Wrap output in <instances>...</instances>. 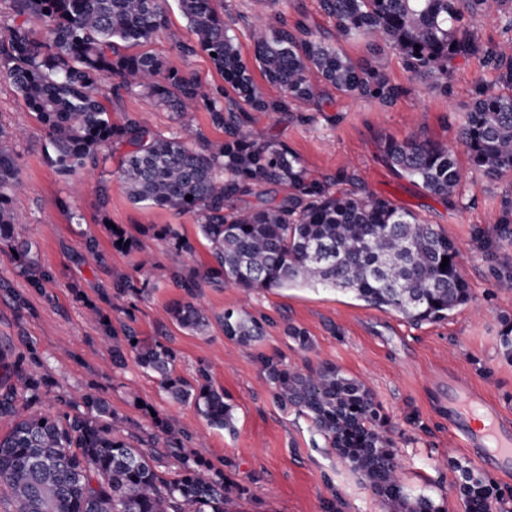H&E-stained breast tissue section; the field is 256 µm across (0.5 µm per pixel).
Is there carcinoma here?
<instances>
[{
  "mask_svg": "<svg viewBox=\"0 0 512 512\" xmlns=\"http://www.w3.org/2000/svg\"><path fill=\"white\" fill-rule=\"evenodd\" d=\"M163 3L0 0V82L15 89L47 130L46 158L58 175L72 179L97 168L112 145H127L115 175L129 199L197 216L214 263L202 272L173 274L189 296L167 309L174 324L204 335L214 319L225 336L245 347L265 335V322L244 310L210 316L194 302L204 285L232 286L248 295L328 288L417 324L445 319L472 301L460 252L440 229L370 192L334 189L342 174L333 183L309 177L290 147L246 129L245 116L314 103V74L347 97L393 105L420 84L448 92L455 61H475L498 73L499 86L475 87L456 144L412 136L381 142L398 176L454 208L462 180L459 154L473 173L489 180L512 173V38L488 46L464 23L483 15L488 0H319L335 22L333 44L303 26L291 29L283 21L274 27L260 18L251 30L255 61L266 83L279 90L275 99L259 90L213 0H179L190 38L176 47L184 60L208 56L226 88H211L151 52H128L150 43L165 26ZM35 22L44 25V34ZM349 40L395 51L409 84H394L379 66L353 61L341 46ZM114 80L170 110L180 134L157 135L135 117L113 123L100 96ZM201 110L224 128V140L211 142L194 132L191 113ZM274 183L288 184L294 194L278 204L229 206ZM22 188L0 126V250L11 252L18 276L40 292L53 272L16 222L13 202ZM493 231V238L480 227L474 234L486 248L495 238L512 240V195L502 200ZM85 307L112 342V367H124L131 353L172 400L192 403L213 427L232 426V405L206 370L189 381L176 373V354L166 343L141 341L96 303ZM260 364L275 400L310 419L339 459L382 499L386 512H441L400 482L391 426L366 383L330 363L297 370L262 355ZM48 387L37 349L16 355L10 339L0 336V424L7 427L0 435V488L8 493L0 512H230L241 495L223 472L176 437L174 419L158 421L165 447L178 459L168 475L153 464L152 453L123 437L122 419L97 393L60 394L64 409L50 412L43 409ZM459 490L467 512H490L496 493L482 478L465 472Z\"/></svg>",
  "mask_w": 512,
  "mask_h": 512,
  "instance_id": "obj_1",
  "label": "carcinoma"
}]
</instances>
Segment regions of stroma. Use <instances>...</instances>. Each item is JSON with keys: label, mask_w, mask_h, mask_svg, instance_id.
Returning a JSON list of instances; mask_svg holds the SVG:
<instances>
[{"label": "stroma", "mask_w": 512, "mask_h": 512, "mask_svg": "<svg viewBox=\"0 0 512 512\" xmlns=\"http://www.w3.org/2000/svg\"><path fill=\"white\" fill-rule=\"evenodd\" d=\"M215 7L247 60L254 57L250 25L255 16L274 10L289 22L303 21L317 36L333 31L318 0H279L274 8L268 0H217ZM478 83L497 85V72L461 61L447 90L422 84L392 106L354 99L324 84L318 103L306 111L249 113L248 128L288 145L313 178L347 173L341 190L369 191L437 225L459 248L473 296L447 319L413 324L331 289L259 290L246 301L233 288H200L196 300L209 314L243 307L267 320L266 335L250 348L225 337L219 325L194 335L166 316L167 307L187 298L172 273L204 267L211 260L194 215L131 202L115 176L126 152L119 144L96 170L81 175L78 192H71L69 180L45 161V127L13 87L0 83V126L26 131L13 145L27 185L14 209L42 264L54 273L43 292L29 290L10 253L0 252V279L10 281L29 304L28 310L16 312L9 297L0 294V336L12 337L16 352L34 346L42 354L55 381L45 409H56L57 394L91 388L124 419L126 432L146 438L156 431L153 418L174 417L181 438L192 441L202 459L241 489L236 512H385L381 499L340 461L311 421L275 401L258 357L301 370L328 362L345 376L365 381L389 416L399 477L410 493L431 498L443 512H466L459 485L467 470L501 493L492 512H512V470L487 469L476 450L466 446L464 435L448 426V380L458 375L480 390L501 422L512 427V354L501 342L505 323L512 321V291L495 286L498 270L512 267V240L499 241L486 252L473 239L474 227L492 230L502 198L512 195V174L491 181L472 173L467 159H460L461 197L451 208L418 183L396 176L379 147L386 136L454 142ZM105 105L115 123L134 115L158 135L170 137L178 130L168 109L140 93L109 96ZM110 224L125 230L135 249H114L106 230ZM167 224L189 241L191 251L176 250L156 236V228ZM91 237L99 242L95 256L85 251ZM145 252L155 256L156 268L139 269ZM120 277L145 292L113 296V316L139 339L168 344L179 375L191 379L198 369H207L233 406L232 428L208 426L192 404L170 399L155 376L134 360L113 368L112 346L87 320L84 304L98 301L100 289ZM290 325L307 331L312 350L297 348L286 334Z\"/></svg>", "instance_id": "1"}]
</instances>
